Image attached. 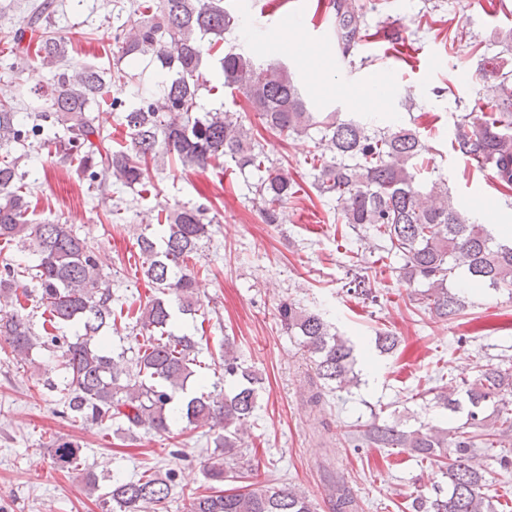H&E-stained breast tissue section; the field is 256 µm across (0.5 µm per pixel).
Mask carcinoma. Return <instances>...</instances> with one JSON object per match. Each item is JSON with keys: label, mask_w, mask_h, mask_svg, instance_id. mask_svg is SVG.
<instances>
[{"label": "carcinoma", "mask_w": 512, "mask_h": 512, "mask_svg": "<svg viewBox=\"0 0 512 512\" xmlns=\"http://www.w3.org/2000/svg\"><path fill=\"white\" fill-rule=\"evenodd\" d=\"M130 7V27L112 36L119 58L132 63L147 59L161 76L159 90L149 92L141 88L139 75L117 72L118 81L133 87L129 98L112 99V109L122 111L130 131V146L112 150L88 116L110 83L108 72L91 64L61 68L74 38L52 30L53 0L33 6L25 26L11 36V52L30 53L40 66L57 69L49 97L27 95L28 108L46 125L27 127L16 105L0 100V143L23 146L42 137L63 155L77 157L89 177L102 175L128 188L141 183L150 161L204 170L222 157L241 170L261 172L255 194L263 219L281 223L282 208L297 194V183L269 163L242 116L224 109L195 115L203 57L216 51L224 31L238 25V17L224 9V0H146ZM328 8L337 47L346 56L365 37L364 5L329 0ZM28 32L32 37L27 39ZM507 65L504 58L492 59L484 85L492 111L483 113L478 123L462 116L455 124V144L478 168L492 169L503 190L512 192V69ZM221 69L223 85L241 92L248 109L271 133L288 138L317 129L332 156L327 160L313 155V187L336 200L342 223L369 230L381 248L402 260L401 280L409 287L424 285L412 298L432 317L446 322L459 318L468 306L469 289L512 291V245L497 243L486 225L458 210L442 176L425 189L418 184V159L425 150L418 128L379 127L343 119L337 112H312L286 69L264 68L232 50L221 58ZM22 179L17 161H0V243L36 256L38 303L48 313L51 330L38 336L20 313H1L0 344L25 359L38 346L60 349L67 374L64 405L85 422L112 421L130 436L139 429L165 433L178 421L218 429L213 443L220 457L206 471L216 486L193 496L188 512H317L313 499L295 489L260 482L230 490L218 487L224 482L221 458L251 470L243 435L258 408L262 376L226 338L218 362L224 389L205 391L206 378L194 370L201 365L198 341L177 332L175 313L193 319L201 309L195 277L184 262L211 236L213 220L206 218L207 207L183 205L168 212L165 223L137 237L139 270L157 294L133 312L132 331L142 338L133 372L125 368L126 352L109 350L112 288L94 249L65 224L31 218ZM20 266L4 260L0 297L26 288ZM279 320L314 372L307 400L311 407L321 408L322 390H345L357 381L354 345L336 332L325 313L284 301ZM67 329L73 330V337L64 334ZM398 344L393 332L377 333L379 352L390 353ZM190 380L197 388L173 409L171 403ZM433 407L450 416L463 413L466 420L450 429L406 428L397 420L376 417L353 437L355 447L408 448L420 461L439 466L447 490L416 495L408 504L411 512H490L476 450L512 444V370L482 365L462 390L436 393ZM80 452L76 443L62 438L50 449L53 464L62 470L77 469ZM174 476L170 472L163 479L150 475L129 481L116 477L102 502L107 512H143L164 504ZM330 501L333 512L361 509L343 484L336 485Z\"/></svg>", "instance_id": "1"}]
</instances>
